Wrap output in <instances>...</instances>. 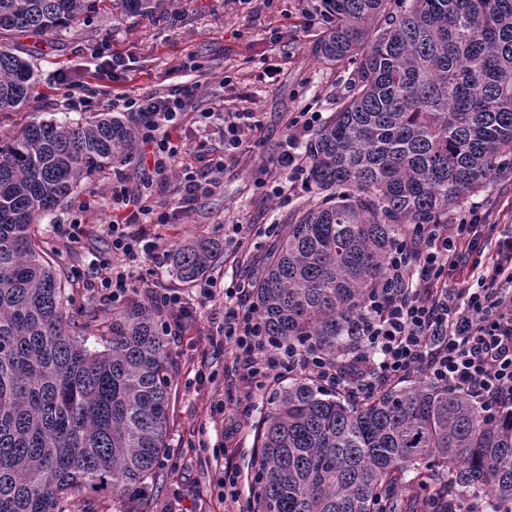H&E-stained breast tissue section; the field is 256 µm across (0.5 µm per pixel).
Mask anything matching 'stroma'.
Returning a JSON list of instances; mask_svg holds the SVG:
<instances>
[{
  "label": "stroma",
  "instance_id": "stroma-1",
  "mask_svg": "<svg viewBox=\"0 0 512 512\" xmlns=\"http://www.w3.org/2000/svg\"><path fill=\"white\" fill-rule=\"evenodd\" d=\"M106 4V9L81 17L66 33L19 32L8 37L9 48L31 60L37 86L34 97L20 110L0 115V137L34 120L76 118V111L57 91L60 78L85 89L100 103L121 90L135 96L191 82L194 74L184 65L194 62L205 81L188 115L238 106L258 114L260 141L240 163L228 165L217 187L202 194L191 212L172 224H136L132 230L172 250L196 238L223 239L232 224L251 226L258 236L250 267L242 268L228 249L214 271L228 281L246 273L259 275L272 241L266 228L292 223L310 195L261 201L253 198L250 185L278 154L290 113L310 110L330 118L348 92L347 67L326 62L315 51L323 28L321 0H165L148 14L125 12L122 0H106ZM270 51L280 63L272 83L258 77L260 59ZM116 55L127 63L117 80H95V70L111 66ZM182 136L185 147L176 167L151 188L157 200L178 193L182 169H202L197 141H204L214 154L224 147L216 127L203 136L189 122ZM144 174L137 159L93 174L83 180L74 199L38 224L40 237L66 272L80 335H95L112 316L113 304L102 297L92 264L110 253L102 227L112 220V191L121 186L137 194ZM474 204L488 223L512 225V179L488 184ZM74 223L83 224L86 232L78 245L68 244L64 233L65 225ZM136 288L143 298L154 292L180 295L194 308L182 329L169 337L173 355L169 435L165 458L146 492L150 512H224V467L232 465L238 474L236 489L240 497H247L258 425L270 399L246 397L231 371V347L221 334L223 292L198 304L191 283L166 267L144 270Z\"/></svg>",
  "mask_w": 512,
  "mask_h": 512
}]
</instances>
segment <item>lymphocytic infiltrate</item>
<instances>
[{
    "label": "lymphocytic infiltrate",
    "instance_id": "obj_1",
    "mask_svg": "<svg viewBox=\"0 0 512 512\" xmlns=\"http://www.w3.org/2000/svg\"><path fill=\"white\" fill-rule=\"evenodd\" d=\"M198 88L190 83L163 93L115 95L135 112L140 139L154 158L153 173L165 176L179 155L178 131L187 103ZM224 152L208 158L205 170L185 173L180 196L159 210L152 195L112 201L128 206L104 230L114 258L138 256L165 265L167 253L143 242L132 224L166 223L169 212H186L206 191L208 176L246 153L260 121L252 113H221ZM320 119L316 112L289 116L282 151L256 177L262 199L309 190L300 140ZM251 283L243 278L225 289L224 339L232 345L236 371L247 391L275 385L276 370L294 372L353 397L375 394L422 373L436 384L464 392L485 418L512 409V225L485 223L473 210L453 224H416L388 255L386 275L371 291L355 333L363 350L350 361L327 362L316 353L267 334L253 308H241Z\"/></svg>",
    "mask_w": 512,
    "mask_h": 512
}]
</instances>
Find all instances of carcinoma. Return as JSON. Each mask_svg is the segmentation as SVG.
<instances>
[{"mask_svg": "<svg viewBox=\"0 0 512 512\" xmlns=\"http://www.w3.org/2000/svg\"><path fill=\"white\" fill-rule=\"evenodd\" d=\"M100 0H0V38L62 33ZM317 54L351 67L349 94L310 143L316 196L277 232L252 282L268 335L330 361L411 224H453L512 175V0H330ZM31 63L0 44V112L23 105ZM110 112L31 121L0 140V512H143L166 448L171 377L160 311L133 296L101 349L76 334L64 272L37 221L81 181L136 156ZM219 241L171 253L192 281ZM246 512H512V412L421 376L366 399L313 380L275 389L258 427Z\"/></svg>", "mask_w": 512, "mask_h": 512, "instance_id": "carcinoma-1", "label": "carcinoma"}]
</instances>
